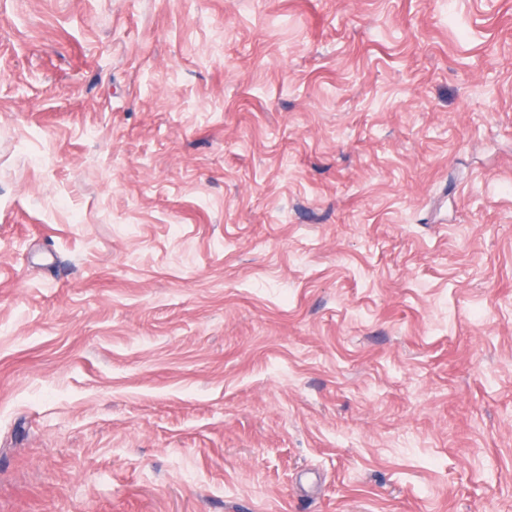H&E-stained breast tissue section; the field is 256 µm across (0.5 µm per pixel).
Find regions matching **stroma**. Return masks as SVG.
Instances as JSON below:
<instances>
[{
  "mask_svg": "<svg viewBox=\"0 0 512 512\" xmlns=\"http://www.w3.org/2000/svg\"><path fill=\"white\" fill-rule=\"evenodd\" d=\"M0 512H512V0H0Z\"/></svg>",
  "mask_w": 512,
  "mask_h": 512,
  "instance_id": "35a3bbf8",
  "label": "stroma"
}]
</instances>
